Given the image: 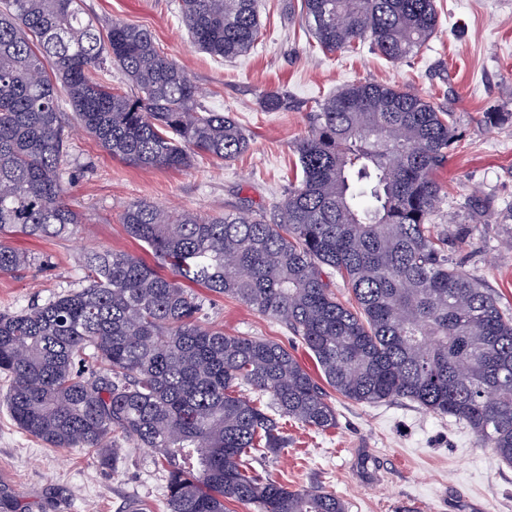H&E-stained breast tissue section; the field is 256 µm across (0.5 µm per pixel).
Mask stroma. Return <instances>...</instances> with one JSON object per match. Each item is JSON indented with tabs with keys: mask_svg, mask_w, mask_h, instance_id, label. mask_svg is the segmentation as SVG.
<instances>
[{
	"mask_svg": "<svg viewBox=\"0 0 512 512\" xmlns=\"http://www.w3.org/2000/svg\"><path fill=\"white\" fill-rule=\"evenodd\" d=\"M284 3L260 0L262 41L245 56L217 61L192 47L178 0H83L100 23L150 30L211 108L234 113L251 148L232 162L202 156L185 170L145 169L72 131L65 190L86 229L50 240L13 238L35 261L20 274L0 275V311L18 312L80 288L85 251L140 253L120 222L131 201L204 216L243 209L274 220L312 107L342 85L376 81L454 111L456 142L438 174L448 196L434 224L448 238L449 261L483 281L512 314V226L500 221L512 209V0H436L440 25L427 48L396 63L366 45L323 53ZM276 89L286 92L287 110L261 111V96ZM487 112L506 118L491 126L483 121ZM205 318L226 334L280 343L307 369L315 367L283 324L236 300L207 295ZM331 400L335 428L286 423L288 446L258 463L262 475L292 489L336 494L349 512H396L402 505L415 512H512V468L453 418L401 400L360 404L336 394ZM0 492L24 512H54L60 500L70 512H120L131 499L163 512L165 483L160 462L144 449L124 444L114 468L82 448H52L19 429L0 401Z\"/></svg>",
	"mask_w": 512,
	"mask_h": 512,
	"instance_id": "1",
	"label": "stroma"
}]
</instances>
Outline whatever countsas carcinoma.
<instances>
[{"instance_id": "1", "label": "carcinoma", "mask_w": 512, "mask_h": 512, "mask_svg": "<svg viewBox=\"0 0 512 512\" xmlns=\"http://www.w3.org/2000/svg\"><path fill=\"white\" fill-rule=\"evenodd\" d=\"M288 11L323 52L368 41L391 62L417 56L439 24L435 0H288ZM179 13L212 58L245 55L263 36L258 0H179ZM109 63L127 88L107 82ZM202 98L144 28L101 27L82 0H0V275L31 263L12 237H60L81 223L62 172L73 123L141 168L248 152L239 122ZM287 104L280 90L260 98L264 112ZM455 129L453 110L415 92L350 83L310 113L300 177L274 223L128 203L121 224L155 264L93 250L84 287L0 312L12 419L53 448L110 455L114 470L121 442L146 449L166 465V512H348L332 493L291 490L253 466L285 447L284 420L336 426L328 387L452 417L512 467V318L448 263L433 224L448 195L435 173ZM326 268L350 302L336 299ZM183 280L283 322L321 379L279 343L205 323L203 298Z\"/></svg>"}]
</instances>
